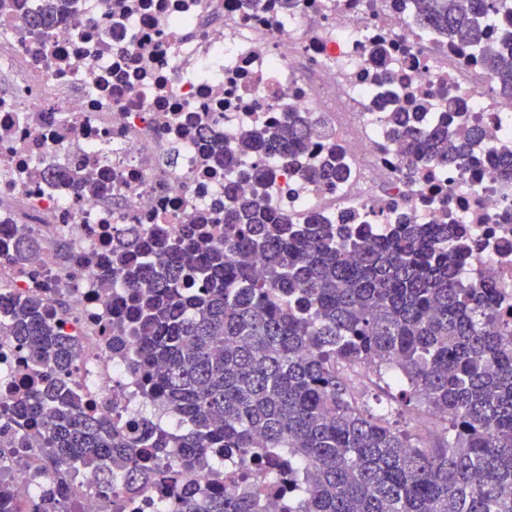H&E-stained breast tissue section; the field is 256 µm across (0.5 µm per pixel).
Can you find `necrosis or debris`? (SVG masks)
<instances>
[{
  "label": "necrosis or debris",
  "instance_id": "necrosis-or-debris-1",
  "mask_svg": "<svg viewBox=\"0 0 512 512\" xmlns=\"http://www.w3.org/2000/svg\"><path fill=\"white\" fill-rule=\"evenodd\" d=\"M44 0L0 8V297L43 296L47 317L77 346L68 373L86 411L127 429L142 400L126 357L104 327L112 301L97 273L127 232L161 229L170 239L206 220L224 233V185L238 184L296 222L325 224L358 215L388 225L457 224L466 240L463 276L493 282L512 309V181L486 162L512 154V104L477 48L422 27L416 0H59L53 28L25 18ZM386 48L379 60L373 44ZM450 105L483 136L474 165L442 168L409 161L379 106ZM296 114L310 125L296 161L239 158L228 169L206 162V145H235L255 126ZM336 155L343 179L320 184L314 165ZM269 176L256 182L253 172ZM91 187L79 190L71 171ZM43 248L27 267L10 264L18 230ZM56 373L32 368L0 319V413ZM0 470L13 497L0 512H33L45 483H65L78 512H112L121 486L101 472H50L43 452L0 433Z\"/></svg>",
  "mask_w": 512,
  "mask_h": 512
}]
</instances>
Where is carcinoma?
Instances as JSON below:
<instances>
[{"mask_svg":"<svg viewBox=\"0 0 512 512\" xmlns=\"http://www.w3.org/2000/svg\"><path fill=\"white\" fill-rule=\"evenodd\" d=\"M419 2L421 23L478 47L491 9H512V0H473L468 11L459 0ZM55 9L44 5L28 24L50 25ZM484 60L512 99L511 31ZM426 111L419 102L392 114L406 157L462 163L478 130L425 124ZM306 138L291 116L243 132L231 149L211 142L210 157L226 166L234 151L293 160ZM345 173L333 155L314 170L325 181ZM225 199L224 237L195 228L170 243L160 229L142 232L99 273L112 298L111 343L137 338L130 364L141 406L181 431L134 410L131 432L116 433L52 378L11 409L18 425L41 423L25 443L46 449V466H96L105 487L119 479L136 495L167 480L159 461L176 455L178 512H259L276 491L282 512H512V320L496 288L461 277L448 228L393 224L376 235L352 215L334 228L316 217L295 224L231 186ZM40 250L22 233L10 261L22 267ZM0 316L30 365L51 355L63 368L76 357L41 298L0 299ZM355 366L376 377L387 402L351 391L344 371ZM420 408L441 422L432 440L400 426ZM229 458L243 477L199 497L195 469L219 475Z\"/></svg>","mask_w":512,"mask_h":512,"instance_id":"cac0c4a2","label":"carcinoma"}]
</instances>
